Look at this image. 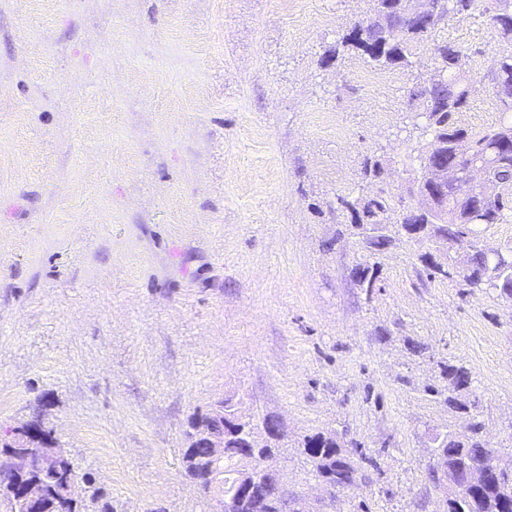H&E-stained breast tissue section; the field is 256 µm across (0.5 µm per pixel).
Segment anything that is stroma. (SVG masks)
I'll return each instance as SVG.
<instances>
[{
    "label": "stroma",
    "mask_w": 512,
    "mask_h": 512,
    "mask_svg": "<svg viewBox=\"0 0 512 512\" xmlns=\"http://www.w3.org/2000/svg\"><path fill=\"white\" fill-rule=\"evenodd\" d=\"M372 8L0 0V430L39 412L89 512H209L186 425L232 393L284 422L289 488L316 494L294 442L328 431L370 458L336 512H434L430 437L467 423L428 395L448 360L512 456V303L430 279L425 241L370 254L336 202L373 191L369 156L405 195L429 139L406 101L427 47L323 59ZM432 38L477 83L459 125L497 124L482 77L512 43L478 10Z\"/></svg>",
    "instance_id": "obj_1"
}]
</instances>
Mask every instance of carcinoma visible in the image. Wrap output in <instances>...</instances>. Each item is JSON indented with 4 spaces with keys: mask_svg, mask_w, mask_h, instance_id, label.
Masks as SVG:
<instances>
[{
    "mask_svg": "<svg viewBox=\"0 0 512 512\" xmlns=\"http://www.w3.org/2000/svg\"><path fill=\"white\" fill-rule=\"evenodd\" d=\"M432 13L426 18L411 22L407 18L405 0H386L378 19L359 21L343 35L332 49L338 55L345 51H355L370 61L383 66L409 63L413 50L419 46L451 15L466 13L479 6V0H431ZM489 14L495 30L505 39H512V0H489L483 6ZM436 77L428 78L412 86L407 93L410 110L425 115L426 128L433 139L448 150V164L462 166L469 161H488L487 181L496 189L493 200L467 211L468 201H458L453 191H448V210L452 217L446 224L424 226L422 230L440 240L455 242L465 246L463 262L469 274L456 272L453 257H448L446 268L441 263H428L430 277H458L467 288H493L498 279L512 276V254L495 253L488 255L478 246L476 227L498 224L505 213L512 212V54L494 57L488 69V81L492 93L499 103L501 118L498 124L480 133H472L457 126L455 114L462 111L469 102L473 84L461 80L456 74V59L461 50L448 41H438L430 47ZM384 163L379 159L368 158L362 167V174L381 182V189L374 195L359 200V209L345 197H337L339 204L346 208L352 226L362 237V244L372 254L390 249L395 237L386 233L380 239L364 235V224H399L400 232L407 233L402 225L404 205L398 203L383 182ZM444 389H428L430 395L440 398L456 411H467L471 402L466 393L472 385L469 369L449 362L441 366ZM258 419L252 415H241L233 427L227 430L228 443L224 460V493L234 497L230 512H253L248 495H240L238 483L253 474V469L270 457L279 456V448L264 443L256 444L254 453L248 457L238 453V446L255 434ZM430 456L441 462L443 467L457 472L458 483L465 495L457 497L441 491V498L435 512H512V493L505 487L512 486V475H502L495 480L476 478L470 464L488 460L491 454H500L483 437V423L476 415L469 420L461 432H438L431 437ZM316 476L342 486L362 478L356 461L344 454L337 439L330 435L316 433L307 436L301 443ZM209 460V449L186 448L183 453L185 473L194 478L192 462ZM76 475L71 461L58 466L51 464L35 470V475L54 492H59L66 475ZM256 493L265 498L268 507L265 512H295L297 493L288 485L270 476L256 487Z\"/></svg>",
    "mask_w": 512,
    "mask_h": 512,
    "instance_id": "obj_1",
    "label": "carcinoma"
}]
</instances>
